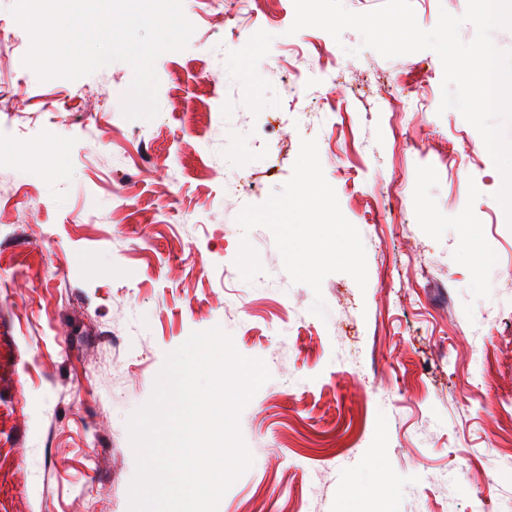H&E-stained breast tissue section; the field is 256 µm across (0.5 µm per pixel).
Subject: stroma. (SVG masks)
<instances>
[{
  "label": "stroma",
  "mask_w": 512,
  "mask_h": 512,
  "mask_svg": "<svg viewBox=\"0 0 512 512\" xmlns=\"http://www.w3.org/2000/svg\"><path fill=\"white\" fill-rule=\"evenodd\" d=\"M13 2L0 0V512H128L126 420L166 355L216 326L270 374L239 415L252 464L217 512H512L504 179L459 111L379 108L390 85L440 99L439 57L291 32L293 0H258L243 35L209 0H182L194 32L155 63L159 113L129 120L131 66L40 80ZM316 42L332 77L294 85L293 70H318ZM296 98L345 119L306 120ZM305 138L367 257L366 289L324 279L323 319L272 231L237 222L281 191ZM244 240L260 280L241 276Z\"/></svg>",
  "instance_id": "stroma-1"
}]
</instances>
